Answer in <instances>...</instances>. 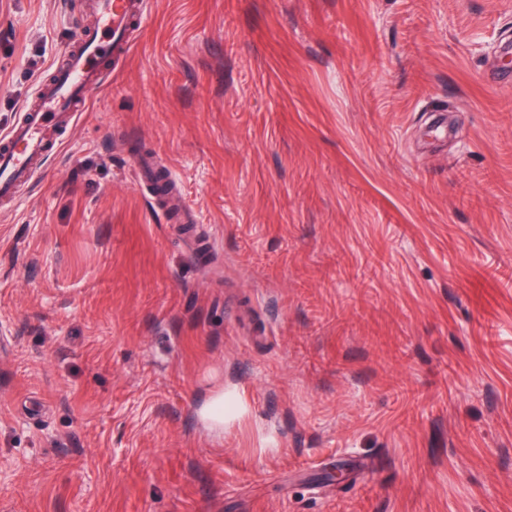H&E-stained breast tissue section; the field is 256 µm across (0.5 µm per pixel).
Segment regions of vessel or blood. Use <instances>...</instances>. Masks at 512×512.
Listing matches in <instances>:
<instances>
[{
	"instance_id": "1",
	"label": "vessel or blood",
	"mask_w": 512,
	"mask_h": 512,
	"mask_svg": "<svg viewBox=\"0 0 512 512\" xmlns=\"http://www.w3.org/2000/svg\"><path fill=\"white\" fill-rule=\"evenodd\" d=\"M94 27L78 32L77 45L55 64L50 81L39 85L38 104L0 135V200L14 198L38 161L57 151L68 123L84 111L107 64L124 56L130 34L144 17V0H90Z\"/></svg>"
}]
</instances>
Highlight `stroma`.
<instances>
[{
	"label": "stroma",
	"instance_id": "1",
	"mask_svg": "<svg viewBox=\"0 0 512 512\" xmlns=\"http://www.w3.org/2000/svg\"><path fill=\"white\" fill-rule=\"evenodd\" d=\"M91 24L0 0V130ZM511 56L512 0H146L0 207V512H512Z\"/></svg>",
	"mask_w": 512,
	"mask_h": 512
}]
</instances>
